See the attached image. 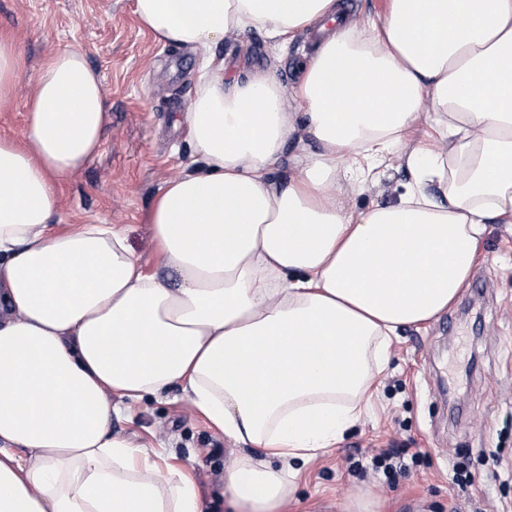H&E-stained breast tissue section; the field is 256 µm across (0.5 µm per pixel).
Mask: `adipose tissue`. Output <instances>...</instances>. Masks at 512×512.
<instances>
[{"instance_id": "adipose-tissue-1", "label": "adipose tissue", "mask_w": 512, "mask_h": 512, "mask_svg": "<svg viewBox=\"0 0 512 512\" xmlns=\"http://www.w3.org/2000/svg\"><path fill=\"white\" fill-rule=\"evenodd\" d=\"M154 40L200 54L178 123L195 146L150 212L167 280L115 224H57L62 187L101 148L102 78L49 51L28 84L0 34V512H205L187 474L112 434L120 401L180 386L235 442L230 512H282L296 460L359 419L393 336L437 320L487 225L512 223V0H136ZM256 29L319 31L301 79L225 78L213 48ZM429 119L428 144L405 133ZM295 138L288 181L273 177ZM392 162L398 200L356 209ZM21 86L15 107L11 112H0V136L19 137L25 127L26 109Z\"/></svg>"}]
</instances>
